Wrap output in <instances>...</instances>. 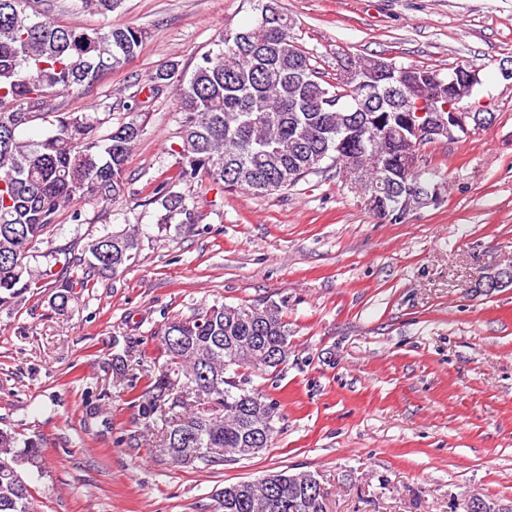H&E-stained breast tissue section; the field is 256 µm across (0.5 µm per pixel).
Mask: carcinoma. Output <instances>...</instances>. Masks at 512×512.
I'll return each instance as SVG.
<instances>
[{"label": "carcinoma", "instance_id": "carcinoma-1", "mask_svg": "<svg viewBox=\"0 0 512 512\" xmlns=\"http://www.w3.org/2000/svg\"><path fill=\"white\" fill-rule=\"evenodd\" d=\"M121 0H82L105 15ZM30 0H0V311L25 300L36 280L29 252L42 242L57 213L84 199L109 203L124 187L126 163L144 132L134 115L99 134L102 120L90 113H55L52 131L22 140L17 130L46 113L41 90H78L124 67L143 44L141 29L111 25L87 29L35 21ZM260 18L218 35L217 51L202 56L191 76L171 63L150 77V90L176 87L182 114L181 146L174 176L156 185L150 203L157 224H195L180 183L208 175L224 188L254 193L288 191L326 159L339 160L369 185L365 207L375 215L398 212L399 190L431 184L410 166L413 135L391 133L420 99L443 106L469 76L452 70L455 84L436 83L441 72L415 66H382L380 57H345L347 86L326 79L292 34L293 22L276 0L258 5ZM135 232L106 234L86 243L72 266L92 275H114L135 259ZM68 278L53 295L56 310L68 308L76 286ZM291 331L276 305L263 308L214 305L164 324L158 340L167 355L143 384L130 380L138 416L169 414L165 439L156 449L182 466L208 467L253 457L264 449L280 420L279 405L248 388L238 368L262 372L288 363ZM41 468L38 439L0 428V512H39L24 474ZM282 487L263 480L239 481L215 491L214 512H326L319 480L309 471H278Z\"/></svg>", "mask_w": 512, "mask_h": 512}]
</instances>
